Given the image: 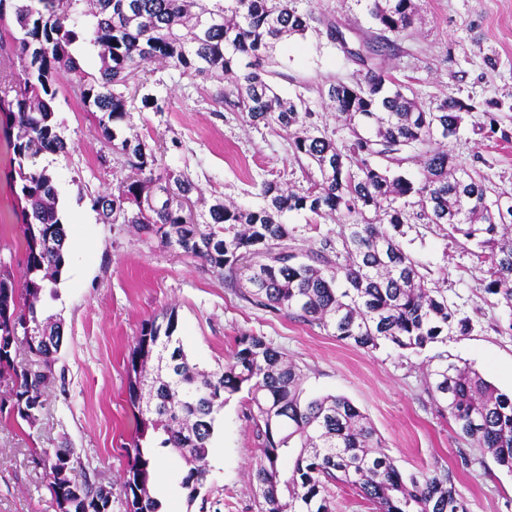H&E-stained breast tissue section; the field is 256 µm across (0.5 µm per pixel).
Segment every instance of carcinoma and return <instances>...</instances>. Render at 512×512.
<instances>
[{"instance_id": "obj_1", "label": "carcinoma", "mask_w": 512, "mask_h": 512, "mask_svg": "<svg viewBox=\"0 0 512 512\" xmlns=\"http://www.w3.org/2000/svg\"><path fill=\"white\" fill-rule=\"evenodd\" d=\"M414 10V0H374L379 33L363 41L367 54L349 52L365 69L363 82L327 89L351 131L340 147L317 128L297 130L305 118L302 101L279 95L266 78L263 63L275 44L309 27L311 17L290 0H0V22L9 18L14 27L0 50L12 48L22 62L21 76L0 80V114L18 129L10 141L17 163L12 180L25 201L23 283L18 288L0 274V371L12 383L10 412L28 423L38 419L63 339L60 325L40 319L37 303L61 277L66 234L52 175L26 164L42 152L66 151L54 108L61 70L75 74L73 91L84 111L96 116L105 142L120 140L116 149L130 169L111 194L93 199L104 220L177 245L230 286L244 288L249 303L286 310L360 348L386 343L422 351L450 333H467L469 322L428 287L419 263L390 232L407 223L394 201L415 196L430 223L447 224L489 251L487 289L512 309V195L500 192L488 201L485 181L433 145L437 134L455 135L475 106L446 98L425 109L376 57L374 44H392L411 27ZM81 16L92 17L88 27L79 25ZM83 36L97 49L96 74L83 72L71 53ZM148 62L181 75L230 79L225 105L253 125L293 135L294 154L314 164L320 178L301 194L267 181L257 209L217 198L201 220L186 216L184 204L197 184L163 166L145 140L118 138L135 103L126 93L129 81ZM411 145L426 146L418 184L394 169ZM375 157L386 165L373 164ZM287 211L336 216L341 247L327 240L318 251L297 252L280 222ZM177 326L173 310L145 321L127 359L136 434L124 481L126 512H163L154 483L166 455L184 463L175 488L187 504L197 500L207 481L215 414L244 390L261 441L250 472L259 512H332V482L355 490L375 512H466L448 472L436 467L403 475L349 400L303 397L299 368L263 337H237L224 368L203 372L189 361ZM20 343L38 358V369L17 360ZM423 387L471 447L512 471V394L449 362L445 351L433 356ZM41 462L58 512H92L112 497L76 479L81 461L69 448L46 452Z\"/></svg>"}]
</instances>
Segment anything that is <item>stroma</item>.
Here are the masks:
<instances>
[{"label": "stroma", "mask_w": 512, "mask_h": 512, "mask_svg": "<svg viewBox=\"0 0 512 512\" xmlns=\"http://www.w3.org/2000/svg\"><path fill=\"white\" fill-rule=\"evenodd\" d=\"M408 34L395 39L383 64L420 102L456 98L472 104L445 148L493 189H512V0H415ZM371 0H291L312 20L304 35L280 41L266 61L267 78L282 96L302 99L308 124L345 144L349 129L326 97L331 83L355 82L360 67L327 36V23L349 39L371 36L377 26ZM145 90L162 111L132 112L122 135L137 134L164 145L169 169L187 174L200 188L196 206L214 198L244 208L262 205L263 182L295 191L308 188L316 168L297 161L285 133L253 125L230 111L222 81L156 71L143 65ZM61 71L55 102L63 153H43L37 167L52 173L71 243L54 295L44 296L43 316L62 324L56 378L44 389L45 409L35 424L0 413V512H56L38 465L42 452L73 449L82 462L78 479L111 487L121 500L127 448L136 420L127 401L126 360L144 321L166 310L178 315L177 334L200 368L224 366L234 339L254 334L296 363L307 396L347 398L370 422L384 451L402 474L436 466L448 469L467 512H512V472L469 447L452 420L440 415L422 388L430 358L470 365L499 390L512 392V309L486 290L488 264L475 243L445 224L419 218L415 198L397 199L408 216L396 237L424 266L433 287L470 322L467 334H451L420 352L383 344L363 349L287 311L251 305L222 276L182 250L146 238L129 224L104 222L92 199L110 193L126 172L104 144L94 117L84 112ZM9 133L0 118V272L15 284L25 273L21 202L11 187ZM301 251L339 245L331 219L291 211L281 218ZM244 394L217 415L202 491L223 500V512H258L250 467L259 458Z\"/></svg>", "instance_id": "1"}]
</instances>
